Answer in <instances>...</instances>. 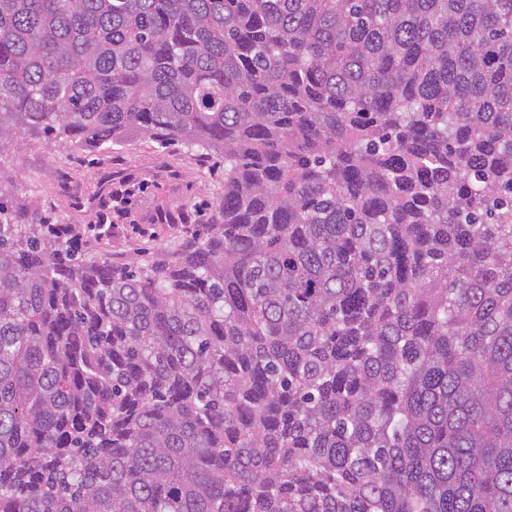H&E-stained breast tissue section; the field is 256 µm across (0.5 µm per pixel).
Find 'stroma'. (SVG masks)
Segmentation results:
<instances>
[{
    "instance_id": "35a3bbf8",
    "label": "stroma",
    "mask_w": 512,
    "mask_h": 512,
    "mask_svg": "<svg viewBox=\"0 0 512 512\" xmlns=\"http://www.w3.org/2000/svg\"><path fill=\"white\" fill-rule=\"evenodd\" d=\"M0 157V185L11 198L30 203L51 223L75 225L85 247L107 251L116 262L164 250L179 214L194 225L211 223L224 195L222 158L201 160L141 138L101 153L83 146L54 150L21 135L0 141ZM118 191L128 194L119 213L111 202ZM103 217L108 236L98 240L89 226Z\"/></svg>"
}]
</instances>
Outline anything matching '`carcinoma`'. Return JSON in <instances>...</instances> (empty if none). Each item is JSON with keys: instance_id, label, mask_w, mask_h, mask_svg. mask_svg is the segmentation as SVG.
<instances>
[{"instance_id": "cac0c4a2", "label": "carcinoma", "mask_w": 512, "mask_h": 512, "mask_svg": "<svg viewBox=\"0 0 512 512\" xmlns=\"http://www.w3.org/2000/svg\"><path fill=\"white\" fill-rule=\"evenodd\" d=\"M224 159L88 259L0 191V512H512V0H0V141Z\"/></svg>"}]
</instances>
